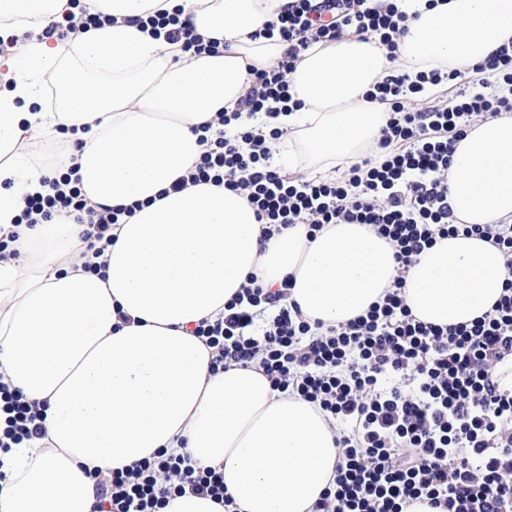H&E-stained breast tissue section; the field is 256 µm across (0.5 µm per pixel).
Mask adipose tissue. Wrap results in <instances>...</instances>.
<instances>
[{
	"mask_svg": "<svg viewBox=\"0 0 512 512\" xmlns=\"http://www.w3.org/2000/svg\"><path fill=\"white\" fill-rule=\"evenodd\" d=\"M112 23L78 35L71 53L32 39L0 88V382L36 403L43 437L0 449V512H98L99 479L161 454H187L224 475L231 505L190 493L161 512H314L336 475V433L315 406L273 389L256 364L215 371L193 329L216 321L250 274L292 276L309 322L364 314L391 289L389 242L365 224L305 225L264 238L237 192L172 191L204 147L196 129L233 108L249 67L270 68L284 43L261 37L293 0H81ZM409 16L396 59L347 35L306 51L289 76L300 109L280 116L296 144L285 167L328 176L373 151L387 118L366 92L388 71L469 72L512 39V0H392ZM183 7L196 33L221 41L198 56L140 21ZM71 0H0V20L45 28ZM56 79L53 108L41 90ZM76 169L92 204L135 205L93 257L75 214L22 221L28 198ZM449 203L466 224L512 221V118L474 123L457 143ZM512 276L476 236L438 239L409 267L413 316L453 326L490 310Z\"/></svg>",
	"mask_w": 512,
	"mask_h": 512,
	"instance_id": "ef3b65f1",
	"label": "adipose tissue"
}]
</instances>
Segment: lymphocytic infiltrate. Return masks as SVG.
<instances>
[{
  "mask_svg": "<svg viewBox=\"0 0 512 512\" xmlns=\"http://www.w3.org/2000/svg\"><path fill=\"white\" fill-rule=\"evenodd\" d=\"M407 16L373 0H294L266 33L287 48L276 67L251 70V87L237 110L221 111L228 125L241 115L265 114L264 129L208 140L179 191L200 183L243 194L264 238L295 224L309 232L327 224H367L389 241L398 278L361 316L310 324L288 297L284 278L273 290L248 276L223 319L196 333L214 347V368L258 364L280 392L298 394L320 409L336 430V478L315 512H406L427 500L438 512H512V390L495 376L512 357V278L489 311L468 324L439 326L413 317L402 278L437 239L475 235L512 256V224H465L448 203V169L456 144L476 119L512 113V44L502 45L469 74L429 70L416 77L392 73L366 98L384 104L387 121L370 156L347 166L339 179L306 180L283 174L270 144L284 136L278 116L297 108L287 80L304 52L345 34L377 39L396 58ZM145 24L194 54L215 52L219 41L195 34L181 13H156ZM445 85V99L424 105L425 89ZM51 195L29 201L27 214L51 209L84 214L86 240H108L129 207L88 205L75 180L52 181ZM7 415L1 437L18 443L41 437L37 406L0 383ZM192 492L229 503L224 477L184 454L133 464L105 486L106 512H160L170 495Z\"/></svg>",
  "mask_w": 512,
  "mask_h": 512,
  "instance_id": "f902f5d3",
  "label": "lymphocytic infiltrate"
}]
</instances>
